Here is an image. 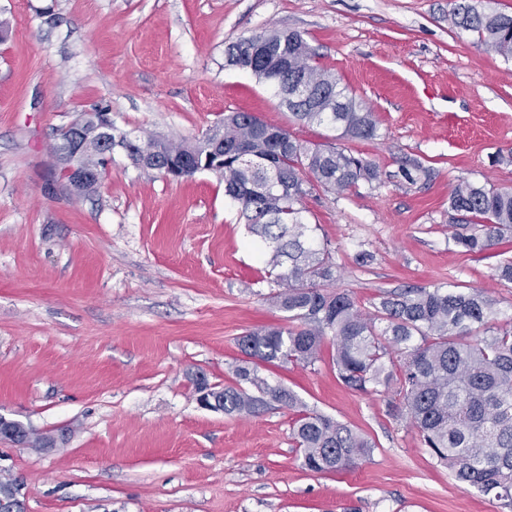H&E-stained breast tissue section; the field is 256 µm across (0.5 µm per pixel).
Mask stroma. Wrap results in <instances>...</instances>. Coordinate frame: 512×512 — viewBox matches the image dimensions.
Masks as SVG:
<instances>
[{
    "instance_id": "35a3bbf8",
    "label": "stroma",
    "mask_w": 512,
    "mask_h": 512,
    "mask_svg": "<svg viewBox=\"0 0 512 512\" xmlns=\"http://www.w3.org/2000/svg\"><path fill=\"white\" fill-rule=\"evenodd\" d=\"M454 4L0 0V415L68 435L52 452L0 440V475L26 512H501L390 416L388 395L343 387L331 346L314 366L267 374L373 443L353 470L303 469L292 411L202 408L196 377L230 383L238 337L284 321L223 181L172 180L117 148L96 193L77 198L53 151L58 129L98 106L118 130L176 142L230 112L326 142L329 127L294 122L225 64L252 32L300 31L379 125L376 139L342 142L378 165L377 181L302 200L336 288L367 306L457 282L511 314L498 267L512 244L455 246L448 197L463 181L512 189V61L453 27Z\"/></svg>"
}]
</instances>
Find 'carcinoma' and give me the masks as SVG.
<instances>
[{
    "label": "carcinoma",
    "mask_w": 512,
    "mask_h": 512,
    "mask_svg": "<svg viewBox=\"0 0 512 512\" xmlns=\"http://www.w3.org/2000/svg\"><path fill=\"white\" fill-rule=\"evenodd\" d=\"M452 20L512 60V14L460 0ZM244 42L269 47L270 54L246 60L245 69L275 90L296 121L327 125L338 139L379 136L374 113L318 64L301 32L265 28L240 38L227 53L234 55ZM300 82L314 89L313 98L293 95ZM267 128L249 112H231L195 141L169 142L179 156L190 157L196 171L224 180L225 195L255 236L269 283L278 287L269 300L288 321L239 337L243 359L232 369L233 380L208 386L210 396L226 415L297 410L292 439L303 466L314 473L352 470L374 445L262 374L268 366H312L330 341L338 379L347 388L392 393V410L459 486L491 496L512 512V316L482 292L453 282L384 290L369 310L349 291L329 288L336 263L318 244L317 226L306 222L301 200L315 188L336 193L371 183L379 169L333 143L311 147L281 126L275 130L288 140V149L275 156ZM136 152L159 157L151 170L171 160L153 139ZM449 210L453 241L466 252L488 251L512 236V191L463 181L451 192ZM17 495L14 481H0L3 512H24Z\"/></svg>",
    "instance_id": "1"
}]
</instances>
